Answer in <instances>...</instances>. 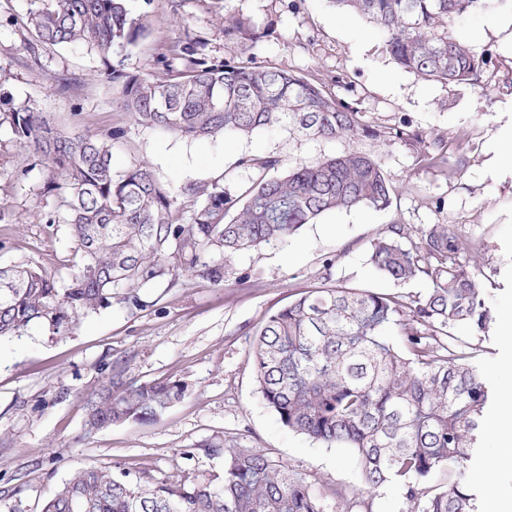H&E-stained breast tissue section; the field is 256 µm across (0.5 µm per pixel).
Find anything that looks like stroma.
Segmentation results:
<instances>
[{"label": "stroma", "instance_id": "35a3bbf8", "mask_svg": "<svg viewBox=\"0 0 512 512\" xmlns=\"http://www.w3.org/2000/svg\"><path fill=\"white\" fill-rule=\"evenodd\" d=\"M31 0H0V91L13 104H33L65 134L103 136L115 128V170L148 162L188 222L191 184H223L231 194L263 177L245 157H273L283 175L300 161L347 151L348 140L302 138L287 129L249 137L190 141L137 125L118 104L106 65L84 48L39 41L28 23ZM147 13L148 30L123 63L126 74L166 77L181 62L171 48L185 34L206 41L215 62L248 60L295 71L364 113L376 128L408 127L443 140L458 174L423 161L399 139L360 141L392 180L387 209L336 211L301 227L288 242L224 259V283L180 277L146 291L149 307H112L83 317L69 333L31 326L0 339V512H42L46 499L75 471L126 470L134 484L221 481L226 446L257 448L316 487L362 489L361 475L339 448L283 427L263 404L251 342L263 320L311 288L339 284L393 291L372 270V241L392 224L459 225L464 251L496 321L473 365L486 381L485 415L512 397V342L501 317L512 308V155L499 151L512 136V10L493 8L458 23L455 34L486 63L483 89L424 82L399 69L372 26L330 0H130ZM235 16L255 27L252 41L226 34ZM51 168L0 128V264L32 263L68 277L72 240L49 216L64 214L67 193ZM128 382L180 380L184 398L153 422H125L85 435L84 398L113 367ZM191 458H184V451ZM479 512H512V471L469 486Z\"/></svg>", "mask_w": 512, "mask_h": 512}]
</instances>
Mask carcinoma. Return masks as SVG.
Returning a JSON list of instances; mask_svg holds the SVG:
<instances>
[{
    "mask_svg": "<svg viewBox=\"0 0 512 512\" xmlns=\"http://www.w3.org/2000/svg\"><path fill=\"white\" fill-rule=\"evenodd\" d=\"M366 19L393 62L423 81L479 86L483 55L454 28L465 17L512 0H329ZM41 42L87 47L102 56L119 103L143 127L187 140L248 137L286 127L325 140L392 137L424 160L456 173L436 143L405 128L377 130L362 112L295 72L255 62L211 63L206 43L174 46L182 67L164 79L119 69L147 30L127 0H50L29 13ZM14 141L33 149L67 189L65 215L73 271L59 281L41 266L0 265V338L32 325L53 335L81 316L117 304L146 306L142 288L183 275L224 284L218 256L285 243L317 217L390 205L391 179L370 153L349 151L299 162L287 174L252 184L237 198L214 182L189 186L200 200L189 223L174 218V198L146 162L112 166L109 138L65 135L30 104L0 113ZM369 263L395 285L423 279L422 294L338 285L312 288L270 314L252 342L257 392L278 422L329 447L347 449L366 493L334 488L343 512H373V493L402 488L411 512H476L463 463L474 448L488 399L471 361L479 345L453 333L488 336L492 316L461 259L456 224L412 229L392 224L374 240ZM402 328L393 340V326ZM179 380L125 385L120 373L86 395V432L157 419L181 400ZM309 478L256 448L224 449L218 483L136 487L124 476L76 471L43 512H325Z\"/></svg>",
    "mask_w": 512,
    "mask_h": 512,
    "instance_id": "1",
    "label": "carcinoma"
}]
</instances>
